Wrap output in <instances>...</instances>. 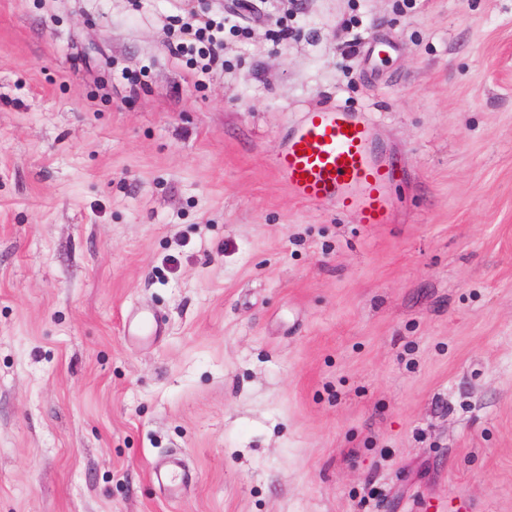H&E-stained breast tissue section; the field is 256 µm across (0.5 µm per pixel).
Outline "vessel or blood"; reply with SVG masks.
Instances as JSON below:
<instances>
[{
    "instance_id": "obj_1",
    "label": "vessel or blood",
    "mask_w": 512,
    "mask_h": 512,
    "mask_svg": "<svg viewBox=\"0 0 512 512\" xmlns=\"http://www.w3.org/2000/svg\"><path fill=\"white\" fill-rule=\"evenodd\" d=\"M273 167L296 200L336 206L362 224L393 221V172L374 152L373 126L359 113L334 103L305 109Z\"/></svg>"
}]
</instances>
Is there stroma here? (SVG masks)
<instances>
[{
  "label": "stroma",
  "instance_id": "35a3bbf8",
  "mask_svg": "<svg viewBox=\"0 0 512 512\" xmlns=\"http://www.w3.org/2000/svg\"><path fill=\"white\" fill-rule=\"evenodd\" d=\"M327 102L393 223L278 181ZM459 503L512 512V0H0V512ZM222 29H224V24L221 21L216 22L214 19H209L206 21H200L194 31L195 36L206 41L209 45L208 63H206L205 66L209 67L211 63H217L220 59L216 50L220 46L222 39L217 37L215 33L220 32Z\"/></svg>",
  "mask_w": 512,
  "mask_h": 512
}]
</instances>
